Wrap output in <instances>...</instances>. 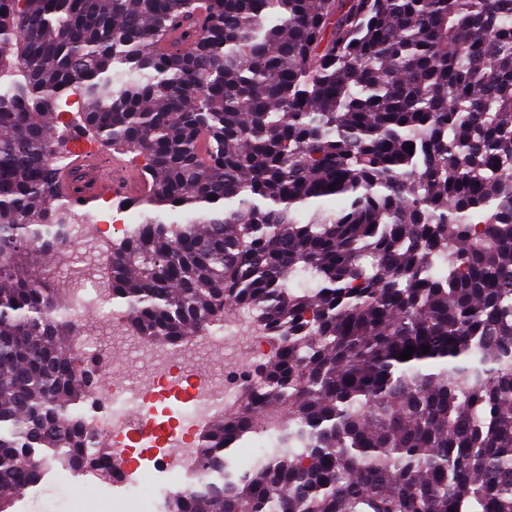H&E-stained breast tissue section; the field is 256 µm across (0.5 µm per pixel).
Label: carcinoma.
<instances>
[{"instance_id": "cac0c4a2", "label": "carcinoma", "mask_w": 512, "mask_h": 512, "mask_svg": "<svg viewBox=\"0 0 512 512\" xmlns=\"http://www.w3.org/2000/svg\"><path fill=\"white\" fill-rule=\"evenodd\" d=\"M80 136L144 160L107 261L132 332L243 312L275 349L165 512H512V0H0V512L27 455L106 450L32 275L90 215Z\"/></svg>"}]
</instances>
